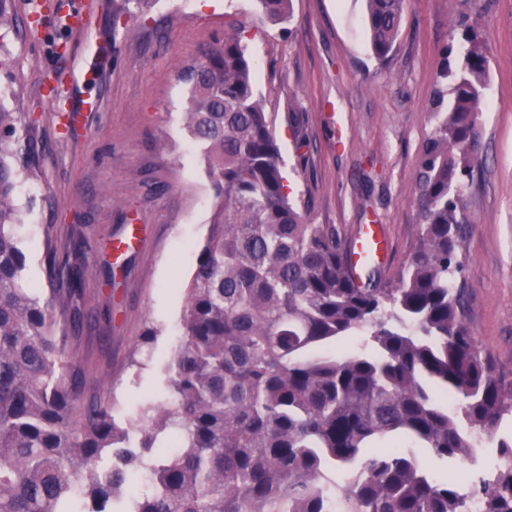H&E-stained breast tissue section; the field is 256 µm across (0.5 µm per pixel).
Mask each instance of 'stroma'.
<instances>
[{
	"label": "stroma",
	"mask_w": 512,
	"mask_h": 512,
	"mask_svg": "<svg viewBox=\"0 0 512 512\" xmlns=\"http://www.w3.org/2000/svg\"><path fill=\"white\" fill-rule=\"evenodd\" d=\"M18 30L0 37V106L32 115L36 171L16 196L26 275L41 296L60 262L85 266L77 313L55 310V335L81 361L82 401L133 418L166 400L182 332L185 289L219 199L184 120L179 63L245 30L255 92L276 132L294 206L346 239L379 225L387 249L376 280L400 276L419 241L417 174L456 65L443 50L464 23L489 47L478 125L480 162L462 190L466 322L496 374L512 384V0H406L398 40L375 57L366 0H293L282 23L256 0H90L63 26L69 0H7ZM62 76L61 97L50 89ZM158 335L140 341L147 328Z\"/></svg>",
	"instance_id": "stroma-1"
}]
</instances>
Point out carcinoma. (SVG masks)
Instances as JSON below:
<instances>
[{
	"label": "carcinoma",
	"mask_w": 512,
	"mask_h": 512,
	"mask_svg": "<svg viewBox=\"0 0 512 512\" xmlns=\"http://www.w3.org/2000/svg\"><path fill=\"white\" fill-rule=\"evenodd\" d=\"M272 22L292 0H257ZM405 0H367L374 55L398 39ZM244 31L224 32L178 77L186 124L220 197L187 291L170 361L169 408L126 423L80 401L82 370L55 336V306L79 293L46 233L56 301L31 288L17 229L20 174L31 169L26 117L0 109V512H512V388L465 321L457 189L479 153L487 46L458 44L448 110L420 163L423 224L396 284L357 280L334 224L290 201L279 147L254 89ZM500 463L473 483L438 476L421 454ZM148 476L145 492L132 479Z\"/></svg>",
	"instance_id": "cac0c4a2"
}]
</instances>
